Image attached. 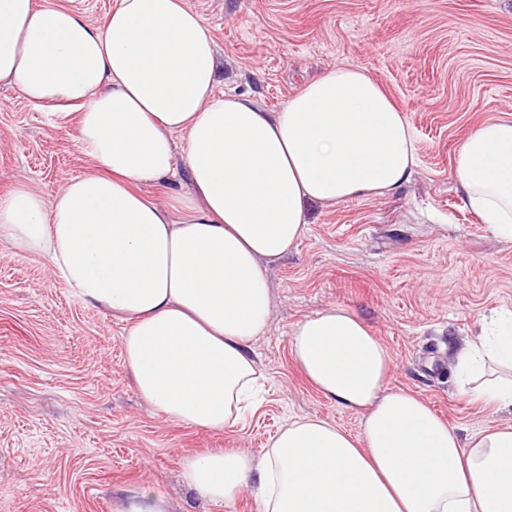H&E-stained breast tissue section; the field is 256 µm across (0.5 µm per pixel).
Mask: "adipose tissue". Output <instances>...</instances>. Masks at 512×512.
I'll use <instances>...</instances> for the list:
<instances>
[{"instance_id": "adipose-tissue-1", "label": "adipose tissue", "mask_w": 512, "mask_h": 512, "mask_svg": "<svg viewBox=\"0 0 512 512\" xmlns=\"http://www.w3.org/2000/svg\"><path fill=\"white\" fill-rule=\"evenodd\" d=\"M219 59L186 0H114L102 23L66 0H0V84L79 110L95 168L52 198L0 196V239L47 260L84 303L127 325L125 364L167 421L236 425L263 374L252 351L271 315L268 266L302 238L306 206L394 194L415 174L412 127L382 84L334 66L269 111L217 88ZM466 208L512 241V114L453 161ZM173 190L167 203L141 192ZM291 355L324 397L362 415L359 437L291 419L261 457L186 455L214 506L254 489L261 512H512V424L461 440L418 394L387 387L390 355L342 306L299 321ZM459 391L512 406V313L455 352Z\"/></svg>"}]
</instances>
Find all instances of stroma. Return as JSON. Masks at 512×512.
<instances>
[{
  "label": "stroma",
  "mask_w": 512,
  "mask_h": 512,
  "mask_svg": "<svg viewBox=\"0 0 512 512\" xmlns=\"http://www.w3.org/2000/svg\"><path fill=\"white\" fill-rule=\"evenodd\" d=\"M208 23L220 90L279 109L308 78L352 65L380 81L414 132L418 168L390 196L308 205L299 244L268 271L272 315L254 345L267 377L254 410L221 432L159 417L124 363V322L87 306L44 259L0 242V512H115L151 486L167 512H216L183 477L194 452L261 456L284 420L315 416L358 435L362 416L320 395L290 333L333 305L392 358L388 387L425 399L460 438L512 423L462 395L449 351L512 311V242L463 205L452 178L464 138L512 114V0H187ZM75 114L0 84V195L50 198L92 161Z\"/></svg>",
  "instance_id": "35a3bbf8"
}]
</instances>
